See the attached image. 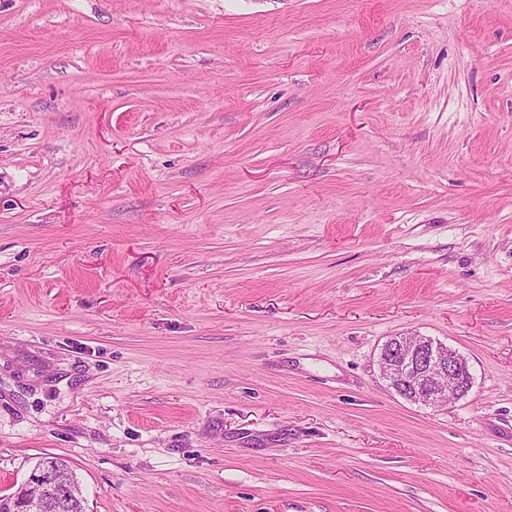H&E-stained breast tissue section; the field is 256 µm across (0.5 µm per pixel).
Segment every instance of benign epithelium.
<instances>
[{
	"mask_svg": "<svg viewBox=\"0 0 512 512\" xmlns=\"http://www.w3.org/2000/svg\"><path fill=\"white\" fill-rule=\"evenodd\" d=\"M380 372L388 387L403 399L438 409L446 398L440 380L446 378L455 389V397L465 396L472 388L468 361L447 344L428 336H393L381 347ZM43 489L37 498L18 499L17 512H48L52 495L69 488L59 471L41 466L28 478Z\"/></svg>",
	"mask_w": 512,
	"mask_h": 512,
	"instance_id": "1",
	"label": "benign epithelium"
}]
</instances>
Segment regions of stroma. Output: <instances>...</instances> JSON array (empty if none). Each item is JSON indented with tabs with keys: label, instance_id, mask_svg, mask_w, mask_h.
<instances>
[{
	"label": "stroma",
	"instance_id": "stroma-1",
	"mask_svg": "<svg viewBox=\"0 0 512 512\" xmlns=\"http://www.w3.org/2000/svg\"><path fill=\"white\" fill-rule=\"evenodd\" d=\"M48 454L87 512H512V0H0V495ZM378 364L388 387L403 399L439 409L446 402L440 380L447 378L455 398L472 388L468 361L447 344L428 336H393L381 347Z\"/></svg>",
	"mask_w": 512,
	"mask_h": 512
}]
</instances>
